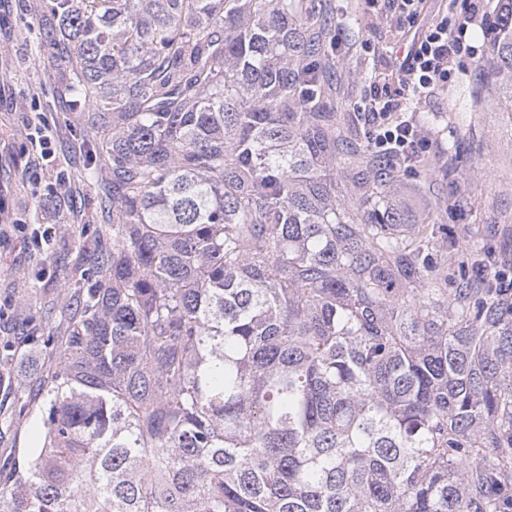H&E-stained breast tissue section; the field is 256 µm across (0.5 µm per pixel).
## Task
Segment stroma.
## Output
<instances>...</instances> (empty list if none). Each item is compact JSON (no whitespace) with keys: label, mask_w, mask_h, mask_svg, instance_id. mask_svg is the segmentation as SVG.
I'll return each instance as SVG.
<instances>
[{"label":"stroma","mask_w":512,"mask_h":512,"mask_svg":"<svg viewBox=\"0 0 512 512\" xmlns=\"http://www.w3.org/2000/svg\"><path fill=\"white\" fill-rule=\"evenodd\" d=\"M467 6L468 0H425L412 20L391 0H329L340 139L366 146L363 101L374 73L393 70L416 34L456 19ZM47 13L45 0H0V343L18 346L21 355L0 388V462L26 457L32 446L37 417L16 416L15 408L46 359L37 343L18 341L17 324L27 320L65 335L57 280L74 275L85 225L112 228L99 206L105 173L93 180L84 175L91 152L83 124L88 104L68 90L60 60L40 39ZM458 38L470 54L456 58L447 86L415 106L428 144L424 157L392 164L405 206L448 232L455 260L442 285L450 289L480 287L474 273L481 265L512 278V112L475 64L487 46L481 27ZM38 120L52 133L44 148L31 134ZM480 168L488 177H476Z\"/></svg>","instance_id":"stroma-1"}]
</instances>
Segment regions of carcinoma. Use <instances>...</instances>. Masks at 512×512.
Returning <instances> with one entry per match:
<instances>
[{"mask_svg": "<svg viewBox=\"0 0 512 512\" xmlns=\"http://www.w3.org/2000/svg\"><path fill=\"white\" fill-rule=\"evenodd\" d=\"M112 240L0 512H512V304L354 165L324 0H50ZM483 61L512 112V0Z\"/></svg>", "mask_w": 512, "mask_h": 512, "instance_id": "carcinoma-1", "label": "carcinoma"}]
</instances>
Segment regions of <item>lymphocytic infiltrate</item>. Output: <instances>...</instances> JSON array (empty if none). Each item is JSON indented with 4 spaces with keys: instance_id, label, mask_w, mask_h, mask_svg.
Here are the masks:
<instances>
[{
    "instance_id": "1",
    "label": "lymphocytic infiltrate",
    "mask_w": 512,
    "mask_h": 512,
    "mask_svg": "<svg viewBox=\"0 0 512 512\" xmlns=\"http://www.w3.org/2000/svg\"><path fill=\"white\" fill-rule=\"evenodd\" d=\"M459 53V41L449 36L447 23H439L412 40L395 76L382 75L373 82L369 112L376 148L407 158L420 156L425 142L405 113L447 85Z\"/></svg>"
}]
</instances>
